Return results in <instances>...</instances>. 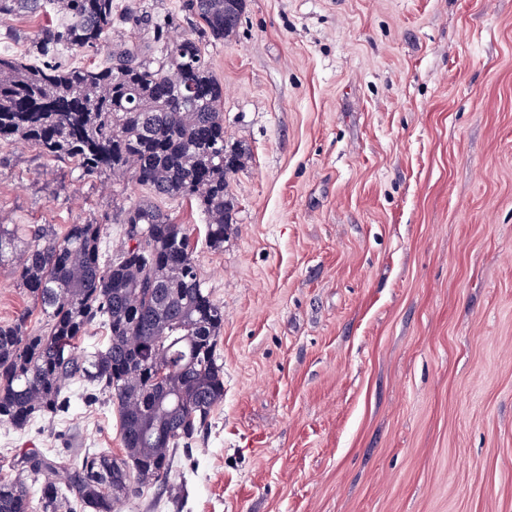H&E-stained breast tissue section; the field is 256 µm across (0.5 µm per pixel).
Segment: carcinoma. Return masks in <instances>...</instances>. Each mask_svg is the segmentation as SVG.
<instances>
[{"instance_id": "carcinoma-1", "label": "carcinoma", "mask_w": 512, "mask_h": 512, "mask_svg": "<svg viewBox=\"0 0 512 512\" xmlns=\"http://www.w3.org/2000/svg\"><path fill=\"white\" fill-rule=\"evenodd\" d=\"M26 65L0 52V142L23 141L70 160L84 178L110 171L164 198L194 197L208 217L206 239L224 246L235 198L230 178L241 150L224 140V85L186 33L165 43V61L127 41L107 63L71 67L65 50L96 47L112 31V0H0V22L42 14ZM246 0H187L214 40L238 28ZM124 243L103 252V225H0V268L15 275L44 325L22 315L0 325V424L22 430L66 414L79 384L90 407L118 406L124 455L88 448L77 458L44 449L22 458L21 475L0 478V512H117L143 488L174 491L173 454L208 429L224 401L216 353L224 306L198 277L187 228L150 203L124 210ZM107 342L85 347L93 326Z\"/></svg>"}]
</instances>
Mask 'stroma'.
I'll return each mask as SVG.
<instances>
[{"label":"stroma","mask_w":512,"mask_h":512,"mask_svg":"<svg viewBox=\"0 0 512 512\" xmlns=\"http://www.w3.org/2000/svg\"><path fill=\"white\" fill-rule=\"evenodd\" d=\"M45 22L0 23V47L30 60ZM198 28L185 0H112L107 39L63 60L158 59ZM201 42L247 153L223 248L193 200L0 142V224L93 222L113 252L151 203L224 307V402L175 456L178 499L120 512H512V0H247ZM23 314L41 327L0 269V324ZM59 447L121 456L113 402L0 424V477Z\"/></svg>","instance_id":"35a3bbf8"}]
</instances>
